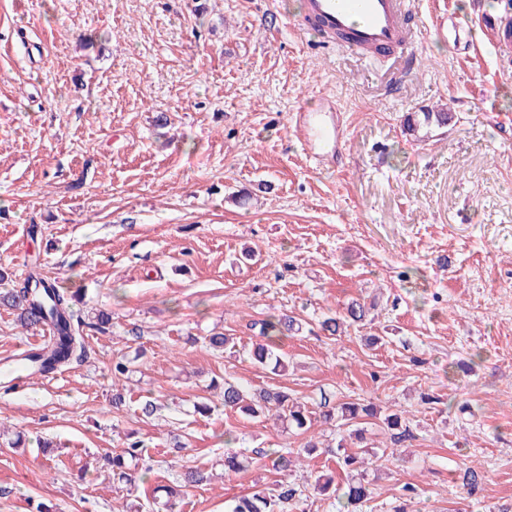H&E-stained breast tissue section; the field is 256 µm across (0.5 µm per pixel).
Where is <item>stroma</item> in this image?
Wrapping results in <instances>:
<instances>
[{"mask_svg": "<svg viewBox=\"0 0 512 512\" xmlns=\"http://www.w3.org/2000/svg\"><path fill=\"white\" fill-rule=\"evenodd\" d=\"M299 2L0 0V292L36 258L85 321L112 315L62 377L0 392V512H150L190 469L210 479L182 487L174 512H225L284 478L265 453L312 436L324 451L287 477L290 512H339L338 434L227 410L213 391L227 380L409 418L400 447L369 426L372 494L348 512H512V65L484 22L499 0H410L408 71L311 49L287 25L269 34L267 17ZM450 13L469 28L455 51L436 31ZM325 96L339 163L297 122ZM441 104L447 127L405 132L408 113ZM354 300L364 321L313 334ZM280 312L308 328L275 374L248 350ZM216 332L235 347L211 350ZM135 439L131 486L112 456ZM229 450L255 466L225 477ZM470 465L485 479L469 490ZM324 471L334 496L314 490Z\"/></svg>", "mask_w": 512, "mask_h": 512, "instance_id": "35a3bbf8", "label": "stroma"}]
</instances>
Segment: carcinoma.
Returning a JSON list of instances; mask_svg holds the SVG:
<instances>
[{"mask_svg":"<svg viewBox=\"0 0 512 512\" xmlns=\"http://www.w3.org/2000/svg\"><path fill=\"white\" fill-rule=\"evenodd\" d=\"M453 118L452 113L444 110L436 112H421L407 117L405 130L410 135L433 127H444ZM73 295L65 288L48 280L41 275L38 265H33L23 286L0 296V302L17 311L21 326H30L29 313L35 311L48 321L55 329V336L48 345L29 353L26 360L31 367L41 373H52L59 367L79 362L85 354V337L82 326L84 320L72 309ZM365 317V308L360 302L353 300L345 308L344 316L327 317L321 321V329L331 335L338 332L340 319L359 322ZM259 326V339L253 344L250 357L253 362L273 366V370L284 371L287 366L286 356L280 352V343L295 332L301 330L298 321L286 314H270L256 322ZM220 396L224 408L242 414L258 417L274 411L278 417L299 430H308L313 421L318 419L326 424L340 421L344 426L364 425L369 420H378L382 427L390 432L391 442L398 446L412 438L409 420L399 413H386L372 403L344 402L336 406L330 405V398L323 395L316 409L293 398L288 391L282 389H263L258 396L250 399L242 388L232 382H224ZM141 443L132 441L127 444L122 453L112 457V470L119 471V478H128L126 457L139 454ZM316 451V444L309 441L304 447L295 451L280 453L272 451L267 455L273 469L278 472H288L296 466V462L304 455ZM255 464L251 457L236 452L224 453V475L230 476L246 471ZM337 464L351 472L345 497L347 504L362 502L369 495L368 485L359 469L365 467V459L349 453L337 457ZM296 489L286 481L276 485L271 491H256L249 496L237 499L230 512H285L288 501L294 499Z\"/></svg>","mask_w":512,"mask_h":512,"instance_id":"carcinoma-1","label":"carcinoma"}]
</instances>
